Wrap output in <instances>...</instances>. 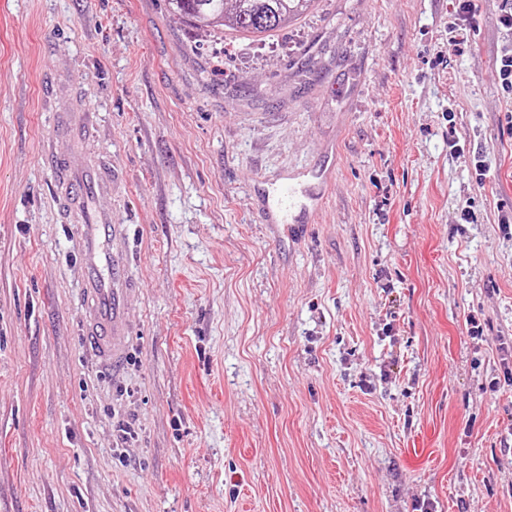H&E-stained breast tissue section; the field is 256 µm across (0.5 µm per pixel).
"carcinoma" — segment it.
Wrapping results in <instances>:
<instances>
[{
	"label": "carcinoma",
	"mask_w": 512,
	"mask_h": 512,
	"mask_svg": "<svg viewBox=\"0 0 512 512\" xmlns=\"http://www.w3.org/2000/svg\"><path fill=\"white\" fill-rule=\"evenodd\" d=\"M314 0H167L192 26L220 27L243 39L269 37L305 13Z\"/></svg>",
	"instance_id": "carcinoma-1"
}]
</instances>
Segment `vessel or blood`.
<instances>
[{"mask_svg": "<svg viewBox=\"0 0 512 512\" xmlns=\"http://www.w3.org/2000/svg\"><path fill=\"white\" fill-rule=\"evenodd\" d=\"M67 185L68 206L80 227L82 259L87 270L88 323L100 357L116 363L127 354L126 315L121 306L127 294L121 275L123 234L121 225L112 221L111 209L103 198L112 193V175L105 165L86 163L83 169H68L58 159Z\"/></svg>", "mask_w": 512, "mask_h": 512, "instance_id": "vessel-or-blood-1", "label": "vessel or blood"}]
</instances>
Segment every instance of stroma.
<instances>
[{"label":"stroma","instance_id":"35a3bbf8","mask_svg":"<svg viewBox=\"0 0 512 512\" xmlns=\"http://www.w3.org/2000/svg\"><path fill=\"white\" fill-rule=\"evenodd\" d=\"M501 4L453 49L457 0H315L252 42L166 0H0V512H512ZM50 154L115 176L118 365Z\"/></svg>","mask_w":512,"mask_h":512}]
</instances>
